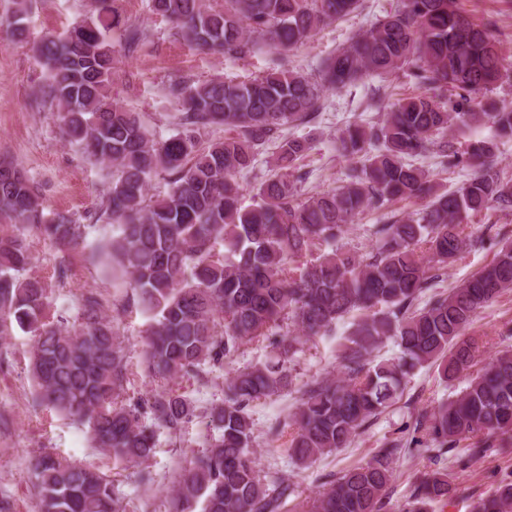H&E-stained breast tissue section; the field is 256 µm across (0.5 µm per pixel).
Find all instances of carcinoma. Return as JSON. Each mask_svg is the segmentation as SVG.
Segmentation results:
<instances>
[{"instance_id": "carcinoma-1", "label": "carcinoma", "mask_w": 512, "mask_h": 512, "mask_svg": "<svg viewBox=\"0 0 512 512\" xmlns=\"http://www.w3.org/2000/svg\"><path fill=\"white\" fill-rule=\"evenodd\" d=\"M122 0H91L89 16L62 35L31 40L28 0H14L9 40L30 47L44 69L42 97L55 104L63 130L96 163L112 167L98 220L112 225L101 251L107 267L129 280L146 317L144 356L158 385L125 398L127 347L99 296L87 293L68 322L50 315L45 281L28 273V238L69 247L83 225L50 213L26 169L0 159V336L30 335L29 371L36 402L88 428L92 444L117 463L143 465L157 448V430L176 434L195 416L194 402L173 389L179 378L222 365L248 343L266 342L265 360L227 372L224 401L209 419L217 437L179 475L173 512H288L295 487L262 473L253 448V404L293 385L291 362L304 343L357 312L337 354L336 374L299 389L289 440L302 468L348 448L366 424L402 397L418 367L466 386L416 414L411 436L384 443L370 461L323 482L296 512H383L395 461L431 448L455 454L465 467L493 448L512 447V349L478 363L470 333L481 309L512 290V238L502 235L491 265L423 301L460 257L483 247L464 233L468 217L512 210V178L497 166L498 141L512 139V104L475 101L502 79L496 40L458 0H400L339 47L315 74L289 67L288 54L317 29L346 17L360 0H147L149 12L185 42L213 54L249 58L262 44L279 69L240 80L219 76L168 94L181 106L180 130L156 135L144 115L113 103L116 50L135 51L144 29L128 21ZM403 74L425 92L401 98L373 125L354 120L339 135L353 160L332 192L302 197L298 162L313 148L307 128L326 96L368 78ZM490 124L493 135L449 139L456 129ZM224 126V138L202 140ZM269 177L241 203L240 177L270 146ZM433 153L443 168H467L448 190L414 159ZM168 190L153 199V178ZM420 202L402 217L374 225L372 249L359 255L338 242L367 208ZM305 262H300V259ZM397 356L374 362L384 342ZM469 445L458 454L461 442ZM40 512H134L109 477L42 448L33 457ZM458 492L446 470L420 473L401 512H432ZM470 512H512V476L472 499Z\"/></svg>"}]
</instances>
